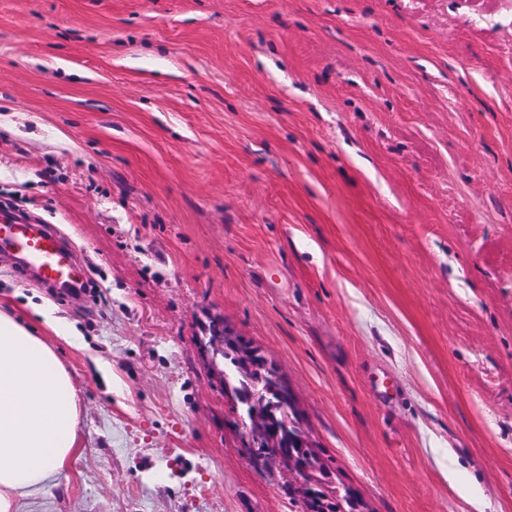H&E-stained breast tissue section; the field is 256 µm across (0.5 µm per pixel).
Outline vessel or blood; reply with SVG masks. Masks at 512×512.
Segmentation results:
<instances>
[{"mask_svg": "<svg viewBox=\"0 0 512 512\" xmlns=\"http://www.w3.org/2000/svg\"><path fill=\"white\" fill-rule=\"evenodd\" d=\"M15 255L22 272H33L42 282L63 292L82 289L85 273L60 236L41 224L0 219V251Z\"/></svg>", "mask_w": 512, "mask_h": 512, "instance_id": "vessel-or-blood-1", "label": "vessel or blood"}]
</instances>
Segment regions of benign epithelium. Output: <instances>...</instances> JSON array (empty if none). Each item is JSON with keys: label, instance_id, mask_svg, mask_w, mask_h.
Wrapping results in <instances>:
<instances>
[{"label": "benign epithelium", "instance_id": "obj_1", "mask_svg": "<svg viewBox=\"0 0 512 512\" xmlns=\"http://www.w3.org/2000/svg\"><path fill=\"white\" fill-rule=\"evenodd\" d=\"M209 344L215 354L233 358L238 372L249 381L246 395L230 390L227 398L244 436L243 453L252 467L260 473L276 468L288 472L291 488L303 504L331 498L326 483L316 476L321 457L303 430L293 396L274 359L222 321L213 326ZM276 401L290 413L280 423L273 416Z\"/></svg>", "mask_w": 512, "mask_h": 512}]
</instances>
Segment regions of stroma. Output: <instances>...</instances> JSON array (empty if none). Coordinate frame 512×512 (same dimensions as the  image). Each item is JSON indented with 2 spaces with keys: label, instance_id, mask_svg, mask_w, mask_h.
<instances>
[{
  "label": "stroma",
  "instance_id": "1",
  "mask_svg": "<svg viewBox=\"0 0 512 512\" xmlns=\"http://www.w3.org/2000/svg\"><path fill=\"white\" fill-rule=\"evenodd\" d=\"M2 203L89 274L0 254L83 405L23 512H299L241 451L220 320L329 487L512 512V0H0Z\"/></svg>",
  "mask_w": 512,
  "mask_h": 512
}]
</instances>
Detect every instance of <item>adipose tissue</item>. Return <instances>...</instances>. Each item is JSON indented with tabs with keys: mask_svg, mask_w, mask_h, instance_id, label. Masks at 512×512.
Listing matches in <instances>:
<instances>
[{
	"mask_svg": "<svg viewBox=\"0 0 512 512\" xmlns=\"http://www.w3.org/2000/svg\"><path fill=\"white\" fill-rule=\"evenodd\" d=\"M79 395L54 348L0 311V512H21L79 450Z\"/></svg>",
	"mask_w": 512,
	"mask_h": 512,
	"instance_id": "adipose-tissue-1",
	"label": "adipose tissue"
}]
</instances>
